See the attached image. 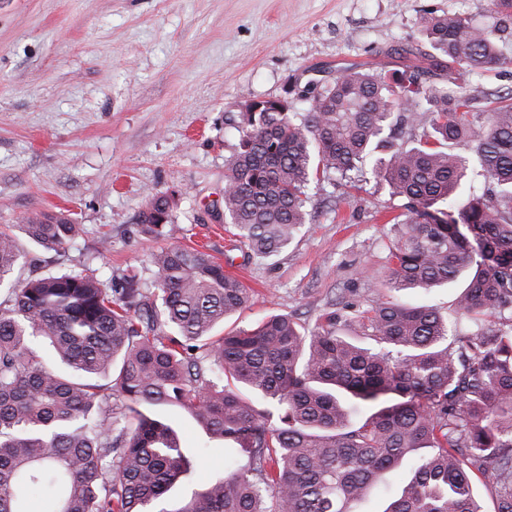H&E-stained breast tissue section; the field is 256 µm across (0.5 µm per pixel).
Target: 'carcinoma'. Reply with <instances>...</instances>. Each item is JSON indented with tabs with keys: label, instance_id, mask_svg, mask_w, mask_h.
<instances>
[{
	"label": "carcinoma",
	"instance_id": "obj_1",
	"mask_svg": "<svg viewBox=\"0 0 512 512\" xmlns=\"http://www.w3.org/2000/svg\"><path fill=\"white\" fill-rule=\"evenodd\" d=\"M495 21L422 19L448 72L511 65L512 0ZM414 65L343 73L292 112H241L224 172V222L247 258L268 259L306 223L314 178L355 187L365 166L404 200L388 246V291L428 290L468 270L459 337L429 305L393 296L358 307L359 337L333 310L308 330L286 313L214 337L250 288L209 253L163 247L154 290L131 269L112 287L82 272L33 277L0 299V512H367L386 472L411 477L383 512H482L472 476L492 475L512 512V95L486 110ZM484 180L465 195L470 175ZM177 203L152 194L142 231L167 234ZM58 250L78 232L63 214L21 225ZM23 258L0 230V285ZM47 340L65 369L47 364ZM118 394L121 409L112 406ZM157 406L187 411L224 441L231 469L168 509L192 482Z\"/></svg>",
	"mask_w": 512,
	"mask_h": 512
}]
</instances>
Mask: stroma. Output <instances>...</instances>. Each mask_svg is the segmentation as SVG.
Segmentation results:
<instances>
[{
  "instance_id": "1",
  "label": "stroma",
  "mask_w": 512,
  "mask_h": 512,
  "mask_svg": "<svg viewBox=\"0 0 512 512\" xmlns=\"http://www.w3.org/2000/svg\"><path fill=\"white\" fill-rule=\"evenodd\" d=\"M429 11L493 22L490 0H0V229L60 213L83 227L57 251L25 242L14 281L76 270L108 286L135 269L149 288L152 253L202 245L251 290L228 330L281 312L311 328L333 305L384 295L399 204L385 186L310 182L309 223L279 255L248 261L224 229L225 162L241 103L290 85L301 116L343 71L405 69ZM431 80L503 95L512 65L452 79L440 64ZM171 192L170 232L141 233L147 196ZM161 414L183 448L206 449L171 498L223 476V441L184 410Z\"/></svg>"
}]
</instances>
